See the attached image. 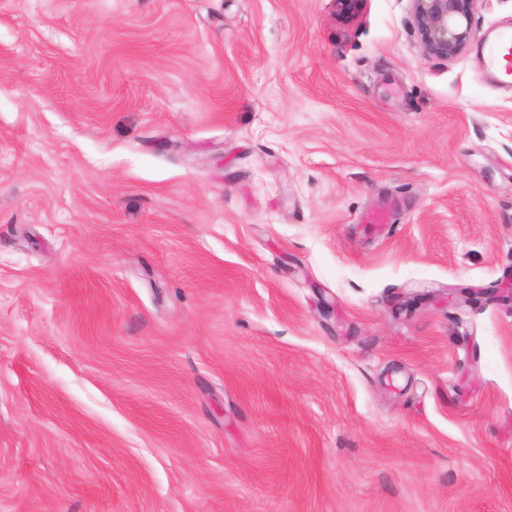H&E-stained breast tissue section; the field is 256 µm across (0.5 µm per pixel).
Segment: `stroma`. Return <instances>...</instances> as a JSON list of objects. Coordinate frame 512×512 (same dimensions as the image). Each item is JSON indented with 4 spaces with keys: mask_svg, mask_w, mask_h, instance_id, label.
Listing matches in <instances>:
<instances>
[{
    "mask_svg": "<svg viewBox=\"0 0 512 512\" xmlns=\"http://www.w3.org/2000/svg\"><path fill=\"white\" fill-rule=\"evenodd\" d=\"M504 26L0 0V512H512ZM412 25L422 54L451 61L476 38L473 18L483 0H411ZM488 63L501 82L512 81V28L501 32L488 48Z\"/></svg>",
    "mask_w": 512,
    "mask_h": 512,
    "instance_id": "1",
    "label": "stroma"
}]
</instances>
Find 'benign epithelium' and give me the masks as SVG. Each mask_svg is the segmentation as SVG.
Listing matches in <instances>:
<instances>
[{
  "label": "benign epithelium",
  "instance_id": "7a95c632",
  "mask_svg": "<svg viewBox=\"0 0 512 512\" xmlns=\"http://www.w3.org/2000/svg\"><path fill=\"white\" fill-rule=\"evenodd\" d=\"M334 14L349 24L361 14L366 0H331ZM412 25L422 54L452 61L476 38L473 18L483 0H411Z\"/></svg>",
  "mask_w": 512,
  "mask_h": 512
}]
</instances>
